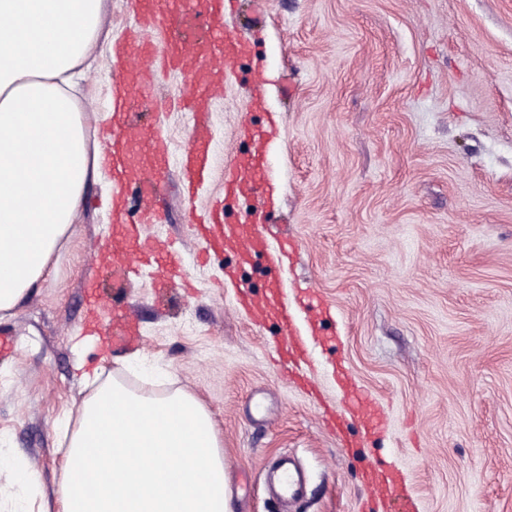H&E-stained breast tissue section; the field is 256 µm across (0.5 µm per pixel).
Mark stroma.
Returning <instances> with one entry per match:
<instances>
[{
  "mask_svg": "<svg viewBox=\"0 0 512 512\" xmlns=\"http://www.w3.org/2000/svg\"><path fill=\"white\" fill-rule=\"evenodd\" d=\"M223 31L250 51L213 102L215 174L197 204L221 196L225 163L252 152L240 126L276 125L273 195L227 201L225 220L262 210L269 242L294 244L282 278L321 300L299 315L322 338L310 383L274 366L279 323L254 327L238 305L240 287L266 291L264 255L200 262L174 176L146 231L183 250L193 292L133 280L141 346L112 353L89 334L84 281L112 295L95 257L112 237L104 176L49 274L0 320L18 346L0 361V462L39 475L0 482V512H40L67 450L61 424L90 394L79 374L100 367L207 408L233 512H285L266 486L283 455L308 475L296 512H383L364 482L373 468L399 475L408 512H512V0H237ZM111 55L100 43L79 93L97 140ZM152 64L158 102L139 123H162L177 154L191 117L163 102L187 80ZM340 368L384 410L381 433L324 423L343 399Z\"/></svg>",
  "mask_w": 512,
  "mask_h": 512,
  "instance_id": "35a3bbf8",
  "label": "stroma"
}]
</instances>
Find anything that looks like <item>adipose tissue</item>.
Instances as JSON below:
<instances>
[{
  "label": "adipose tissue",
  "mask_w": 512,
  "mask_h": 512,
  "mask_svg": "<svg viewBox=\"0 0 512 512\" xmlns=\"http://www.w3.org/2000/svg\"><path fill=\"white\" fill-rule=\"evenodd\" d=\"M105 0H0V317L49 272L100 151L75 92ZM217 431L191 393L102 382L76 427L45 512H232Z\"/></svg>",
  "instance_id": "1"
}]
</instances>
